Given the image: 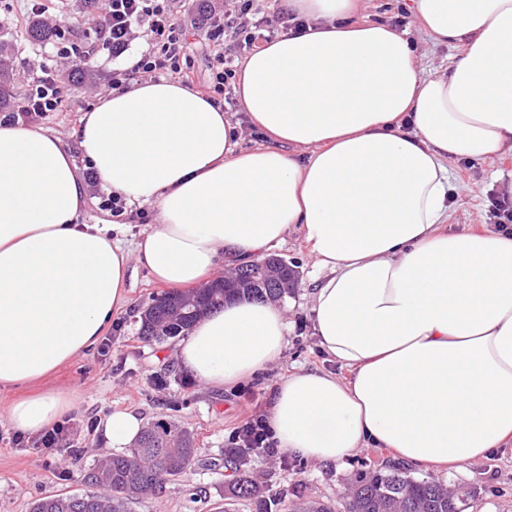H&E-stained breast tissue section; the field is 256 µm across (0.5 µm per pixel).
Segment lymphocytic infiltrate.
Segmentation results:
<instances>
[{
    "mask_svg": "<svg viewBox=\"0 0 512 512\" xmlns=\"http://www.w3.org/2000/svg\"><path fill=\"white\" fill-rule=\"evenodd\" d=\"M101 21L95 28L96 45L120 57L129 50L137 33L149 35L153 47L142 55L130 70L112 75V84L121 87L136 77L160 79L186 77L191 60L185 51V29L200 32L215 51V62L207 89L222 97L224 107L234 110L232 82L240 59L258 50L279 32H305L307 20L281 8L268 14L258 0H208L202 15H188L184 24H176L173 0H100ZM62 99V86L57 68L42 67L32 87L27 111H57ZM234 449H257L266 456H280L274 434L265 415L255 414L239 427L231 438Z\"/></svg>",
    "mask_w": 512,
    "mask_h": 512,
    "instance_id": "lymphocytic-infiltrate-1",
    "label": "lymphocytic infiltrate"
}]
</instances>
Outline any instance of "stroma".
<instances>
[{
    "label": "stroma",
    "instance_id": "obj_1",
    "mask_svg": "<svg viewBox=\"0 0 512 512\" xmlns=\"http://www.w3.org/2000/svg\"><path fill=\"white\" fill-rule=\"evenodd\" d=\"M49 8L69 27L71 42L83 47L93 40L95 24L85 0H51ZM410 8L411 0H360L354 19L387 23L399 11L409 13ZM30 10V0H0V34L14 36L12 86L20 99L28 94L41 65L57 66L64 72L73 69L57 58L55 43L38 45L24 40ZM404 31L415 48L420 71L427 76L447 71L463 50L459 43H436L410 13ZM123 67V58L96 55L90 63V78L64 87L58 111L23 116V123L74 144L73 132L82 112L111 89L113 71ZM449 170L453 185L449 228L472 231L493 223L491 199L507 192L504 177L512 173V155L456 161ZM273 252L299 271L294 290L280 302L290 322L287 346L260 376L224 390L207 388L184 374L174 356L176 340L158 346L140 339L138 312L161 288L146 269L134 267L128 300L113 317L102 346L91 348L46 382L47 387L74 397L73 408L63 421L69 429L68 446L45 449L40 437L20 436L0 418V512H30L32 502L48 492H84V469L111 454L99 423L115 409L134 412L147 424L159 419L174 421L191 431L196 441L197 461L191 471L171 482L164 496L144 499L136 512H223L227 507L232 512H252L246 501H230L232 477L219 464L230 446V435L251 415L267 413L273 386L289 372L339 370L320 351L314 336L311 304L319 271L299 234L289 233ZM392 459L389 450L373 447L359 449L342 463L256 455L249 474L267 495L282 503L301 497L330 503L341 512L343 496L357 474ZM435 477L462 492L464 512H512V444L478 463L436 472Z\"/></svg>",
    "mask_w": 512,
    "mask_h": 512
}]
</instances>
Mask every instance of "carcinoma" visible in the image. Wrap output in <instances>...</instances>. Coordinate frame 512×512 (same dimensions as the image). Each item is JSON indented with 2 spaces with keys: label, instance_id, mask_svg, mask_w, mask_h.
I'll list each match as a JSON object with an SVG mask.
<instances>
[{
  "label": "carcinoma",
  "instance_id": "obj_1",
  "mask_svg": "<svg viewBox=\"0 0 512 512\" xmlns=\"http://www.w3.org/2000/svg\"><path fill=\"white\" fill-rule=\"evenodd\" d=\"M55 32L39 17L29 19L24 38L35 43L53 40ZM19 108L7 83L0 80V112ZM266 287L251 277L250 268H238L227 281L205 288L165 292L139 312L140 338L163 344L189 333L205 314L224 307L239 295L262 301L283 298L296 281L295 267L283 258ZM196 463L192 433L169 421L148 424L133 448L112 455L84 471L83 493H60L32 502L31 512H133L142 499L161 497L167 485L185 475ZM250 460L243 454L224 459V468L237 474L233 496L253 502L255 512H279V500L264 491L247 475ZM463 496L434 478L418 479L400 466L374 468L361 473L344 500L343 512H463Z\"/></svg>",
  "mask_w": 512,
  "mask_h": 512
}]
</instances>
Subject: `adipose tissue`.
Masks as SVG:
<instances>
[{"instance_id":"ef3b65f1","label":"adipose tissue","mask_w":512,"mask_h":512,"mask_svg":"<svg viewBox=\"0 0 512 512\" xmlns=\"http://www.w3.org/2000/svg\"><path fill=\"white\" fill-rule=\"evenodd\" d=\"M311 21L249 55L227 112L177 79L109 90L82 114L73 156L55 134L0 125V387L27 388L82 356L127 300L131 266L198 288L298 232L320 276V348L348 372L294 371L272 390L279 448L341 462L391 449L426 469L461 467L512 442V232L450 231L449 163L512 153V0H412L435 42H459L425 77L403 33L355 23L357 0H286ZM264 145L239 148L244 126ZM158 220L126 249L82 224L78 160ZM284 308L238 299L175 351L202 385L252 379L286 345ZM59 392L10 402L20 434L72 408ZM110 448L142 431L102 423Z\"/></svg>"}]
</instances>
